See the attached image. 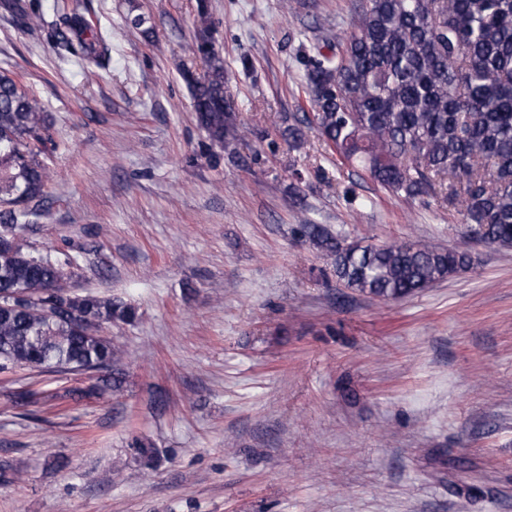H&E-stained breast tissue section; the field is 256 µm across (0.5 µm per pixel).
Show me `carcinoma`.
<instances>
[{
    "mask_svg": "<svg viewBox=\"0 0 512 512\" xmlns=\"http://www.w3.org/2000/svg\"><path fill=\"white\" fill-rule=\"evenodd\" d=\"M52 26L59 51L91 73L106 67L79 7L56 5ZM311 50L304 87L328 150L393 193L438 198L476 241L512 248V0H363L349 35ZM189 51L206 67L186 77L198 123L210 144H230L240 129L203 3ZM49 126L42 102L0 73V235L24 228L29 204L44 196ZM297 232L332 260L344 287L381 300L413 296L470 264L465 250L348 242L320 224ZM67 280L56 260L0 249V373L96 376L108 388L123 361L102 329L135 311L117 298L75 294ZM133 448L145 465L155 462L149 440Z\"/></svg>",
    "mask_w": 512,
    "mask_h": 512,
    "instance_id": "obj_1",
    "label": "carcinoma"
}]
</instances>
